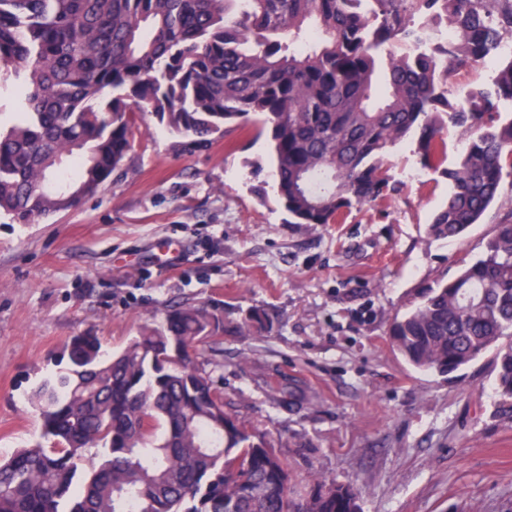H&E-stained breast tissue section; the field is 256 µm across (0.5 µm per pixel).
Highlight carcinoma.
I'll return each mask as SVG.
<instances>
[{
	"instance_id": "obj_1",
	"label": "carcinoma",
	"mask_w": 512,
	"mask_h": 512,
	"mask_svg": "<svg viewBox=\"0 0 512 512\" xmlns=\"http://www.w3.org/2000/svg\"><path fill=\"white\" fill-rule=\"evenodd\" d=\"M434 21L455 40H428ZM506 39L512 0H0V90L16 114L0 127V215L46 220L96 194L127 158L137 112L200 141L255 115L276 193L309 226L385 201L399 144L429 168L455 133L464 148L427 233L459 237L512 177V117L497 107L512 101ZM488 61L492 87L449 82ZM223 327L184 304L109 358L98 337H72L68 372L30 397L50 444L0 459V512H297L271 442L224 427L219 363L198 360ZM390 338L437 374L494 352L496 393L512 401V220ZM305 512L353 510L338 493Z\"/></svg>"
}]
</instances>
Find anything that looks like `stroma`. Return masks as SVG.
I'll use <instances>...</instances> for the list:
<instances>
[{"instance_id": "stroma-1", "label": "stroma", "mask_w": 512, "mask_h": 512, "mask_svg": "<svg viewBox=\"0 0 512 512\" xmlns=\"http://www.w3.org/2000/svg\"><path fill=\"white\" fill-rule=\"evenodd\" d=\"M443 166L420 181L411 142L399 186L343 223L293 224L268 179V134L246 126L192 145L137 113L124 170L80 208L29 224L0 218V456L38 439L28 401L68 366L72 336L105 353L181 304L224 319V410L265 433L292 485H344L361 512H512V413L492 354L453 374L393 351L390 326L456 275L512 219V181L460 238L426 228L448 196Z\"/></svg>"}]
</instances>
